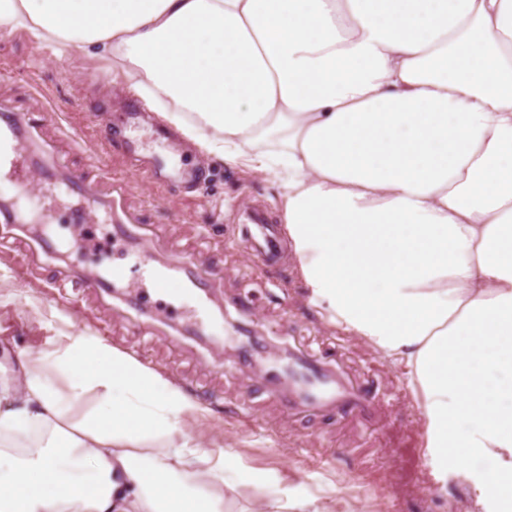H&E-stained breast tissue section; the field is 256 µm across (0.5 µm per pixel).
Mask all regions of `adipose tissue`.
<instances>
[{"mask_svg":"<svg viewBox=\"0 0 512 512\" xmlns=\"http://www.w3.org/2000/svg\"><path fill=\"white\" fill-rule=\"evenodd\" d=\"M114 59L209 160L278 181L310 302L402 367L431 482L512 512V0H0ZM0 378V512H225L206 409L91 334ZM262 512H324L264 471Z\"/></svg>","mask_w":512,"mask_h":512,"instance_id":"adipose-tissue-1","label":"adipose tissue"}]
</instances>
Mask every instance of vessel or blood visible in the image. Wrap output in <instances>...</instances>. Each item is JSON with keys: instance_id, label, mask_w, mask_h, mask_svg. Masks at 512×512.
<instances>
[{"instance_id": "obj_1", "label": "vessel or blood", "mask_w": 512, "mask_h": 512, "mask_svg": "<svg viewBox=\"0 0 512 512\" xmlns=\"http://www.w3.org/2000/svg\"><path fill=\"white\" fill-rule=\"evenodd\" d=\"M61 115L59 105L35 87L18 91L0 87V182L12 187L9 193L0 192V224H30L37 218L53 222V215L42 214L29 190L31 177L39 176L44 187L73 199L70 223L111 225L115 238L142 250L139 274L156 290L177 301L200 302L214 282L196 252L176 262L155 259L151 252L155 225L129 205L125 184L97 156L82 130L63 123ZM243 222L242 246L258 263L274 259L280 239L264 212L253 210ZM126 278V269L114 266L98 272L86 286L117 288ZM261 385L267 394L287 399L295 415L347 410L374 417L392 398L388 391H370L334 361L294 345L288 348L287 370L263 377Z\"/></svg>"}]
</instances>
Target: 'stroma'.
I'll return each mask as SVG.
<instances>
[{
  "label": "stroma",
  "instance_id": "35a3bbf8",
  "mask_svg": "<svg viewBox=\"0 0 512 512\" xmlns=\"http://www.w3.org/2000/svg\"><path fill=\"white\" fill-rule=\"evenodd\" d=\"M0 76L34 83L65 107L67 122L82 128L89 143H111L112 167L129 182L130 204L146 207L152 221L173 236L175 246L198 247L204 235L214 240V248L203 251L202 260L223 270L224 280L223 293L214 297L211 311L239 309L252 318L267 342L280 345L285 335H292L313 351L333 354L362 382L393 389L397 396L380 430L370 436L361 435L349 415L299 420L275 399L250 392L247 383L252 372L227 336L169 335L171 324L192 320L195 314L179 304L161 308L160 297L149 286L122 288L116 296L101 298L70 286L66 292L75 299V308L55 304L43 280L65 272L67 265L89 274L103 265H132L124 245L102 224L54 225V235L66 245V256H39L22 276L0 271V290L13 293L10 301L0 300V341L16 352L45 349L66 320L71 331L103 336L112 346L169 375L208 408L200 426L205 438L237 455L246 467L267 471L291 486L303 485L330 512H462L481 477L480 467L449 461L444 491L433 490L417 457L423 415L418 398L408 391L404 369L330 323L310 304L292 252L263 268L258 277L233 276V268L254 264L237 242L239 214L262 206L272 223L282 221L274 176L208 161L191 146L175 150L173 160L194 170L196 186L169 180L164 189H156L129 169L118 118L107 122L101 118L117 107L128 88L109 59L43 44L19 30L0 39ZM131 299L139 300L146 315L161 326L162 335L150 340L140 336L130 320Z\"/></svg>",
  "mask_w": 512,
  "mask_h": 512
}]
</instances>
